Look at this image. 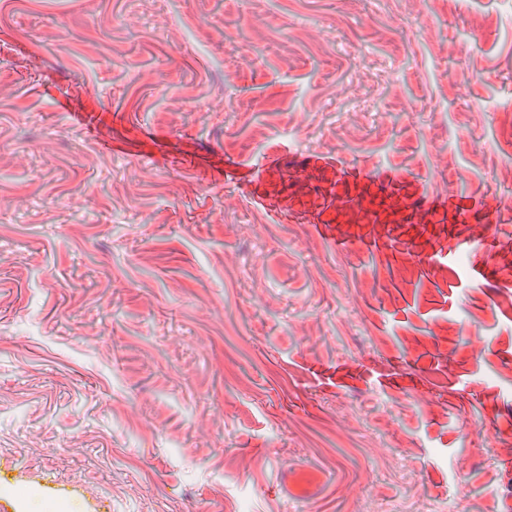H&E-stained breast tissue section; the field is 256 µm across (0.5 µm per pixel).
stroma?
I'll return each mask as SVG.
<instances>
[{"instance_id": "1", "label": "stroma", "mask_w": 512, "mask_h": 512, "mask_svg": "<svg viewBox=\"0 0 512 512\" xmlns=\"http://www.w3.org/2000/svg\"><path fill=\"white\" fill-rule=\"evenodd\" d=\"M511 125L512 0H0V506L512 512V221L336 201Z\"/></svg>"}]
</instances>
